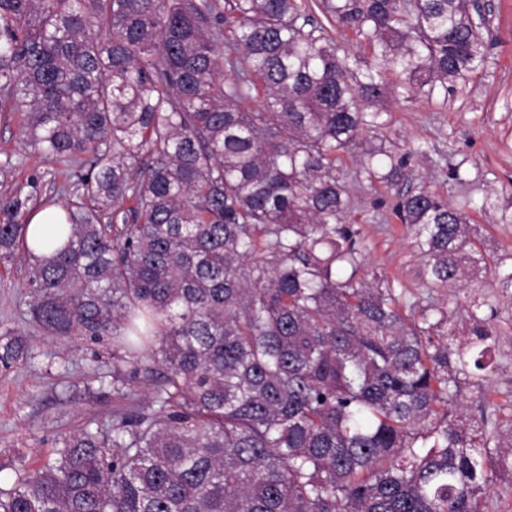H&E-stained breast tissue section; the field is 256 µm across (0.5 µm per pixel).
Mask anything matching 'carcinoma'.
<instances>
[{
	"label": "carcinoma",
	"instance_id": "obj_1",
	"mask_svg": "<svg viewBox=\"0 0 512 512\" xmlns=\"http://www.w3.org/2000/svg\"><path fill=\"white\" fill-rule=\"evenodd\" d=\"M327 21L352 32L338 54ZM0 0V91L39 158L79 160L52 238L0 197V261L29 258L27 315L66 344L112 338V395L146 400L64 436L0 512H480L512 438L458 401L496 350L448 312L360 277L343 157L390 189L432 160L386 146L395 103L483 69L470 0ZM257 96L261 107L244 101ZM448 183L463 181L445 157ZM134 204L124 207L127 200ZM398 192L433 288L486 260L469 210ZM112 223H103L107 215ZM28 358L0 334V362ZM495 445H490V442Z\"/></svg>",
	"mask_w": 512,
	"mask_h": 512
}]
</instances>
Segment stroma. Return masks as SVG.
<instances>
[{
	"label": "stroma",
	"mask_w": 512,
	"mask_h": 512,
	"mask_svg": "<svg viewBox=\"0 0 512 512\" xmlns=\"http://www.w3.org/2000/svg\"><path fill=\"white\" fill-rule=\"evenodd\" d=\"M490 9L486 36L490 42L484 69L464 86L449 92L442 105L420 102L394 107L388 136L402 145L427 141L450 163L461 165L465 181L443 183L429 161L420 171L430 189L447 193L450 200L476 199L497 193L512 198V0H485ZM21 118L0 108V196H16L26 211L75 199L73 166L46 163L27 149L20 130ZM345 180L353 206L348 221L360 231L364 253L362 277L379 273L402 292L406 302L425 297L445 307L452 318L466 317L471 302L493 316L499 346L494 371L482 390L464 389L468 406L484 404L496 410L501 427L512 425V285L499 274L486 273L461 288L428 287L423 261L408 228L393 213L394 191L355 180L356 168L345 163ZM487 262L512 268V224H502L497 214L477 216ZM24 254L0 262V331L10 330L30 348L26 361L0 366V486L10 487L19 474L37 468L59 447L63 436L86 421L110 422L111 401L88 394L95 383L96 360L111 361L112 342L76 339L68 345L44 335L30 324L24 312L27 292Z\"/></svg>",
	"instance_id": "obj_1"
}]
</instances>
